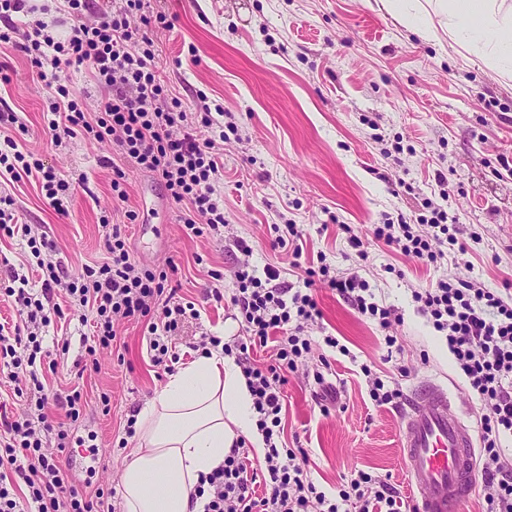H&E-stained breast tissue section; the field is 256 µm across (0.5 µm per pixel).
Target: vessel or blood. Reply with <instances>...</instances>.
<instances>
[{"mask_svg": "<svg viewBox=\"0 0 512 512\" xmlns=\"http://www.w3.org/2000/svg\"><path fill=\"white\" fill-rule=\"evenodd\" d=\"M400 434L418 512H459L474 485L475 444L447 390L432 385L411 395Z\"/></svg>", "mask_w": 512, "mask_h": 512, "instance_id": "obj_1", "label": "vessel or blood"}]
</instances>
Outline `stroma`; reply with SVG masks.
I'll return each mask as SVG.
<instances>
[{"mask_svg": "<svg viewBox=\"0 0 512 512\" xmlns=\"http://www.w3.org/2000/svg\"><path fill=\"white\" fill-rule=\"evenodd\" d=\"M171 30L155 32L162 80L183 102L205 93L237 131L224 144L227 235L252 247L244 256L179 223L162 181L125 162L110 142L75 138L55 146L46 129L49 90L17 48L0 46V138L39 153L45 166L75 183L67 214H58L35 181L0 179L22 220L46 229L56 258L68 271L104 261L109 224H127L136 261L148 266L174 259L179 295L201 311L199 324L176 339L179 353L209 333L245 338L232 306L234 271L247 261L256 271L272 265L281 284L299 285L291 273V248L272 249L274 225L298 224L308 261L325 257L340 273L363 270L380 304L401 321L390 331L359 314L335 291L319 287L320 319L305 333L316 346L288 376L282 414L289 447L308 453L306 470L317 487L334 494L356 470L387 479L410 504L419 495L402 455L399 415L369 396V375L396 380L403 394L422 382L448 389L479 432L483 414L455 365L444 336L419 311L412 292L438 280L477 281L494 292L512 287V79L448 36L434 39L401 26L376 0H151ZM125 172L127 200L112 203V167ZM446 191L443 206L455 214L457 249L429 265L377 243L374 225L385 218L416 216L424 201ZM139 215L128 223L126 211ZM355 233L362 250L347 242ZM224 275L211 278V271ZM223 300H215L213 289ZM58 334L43 345L55 369H43L48 385L77 389L86 402L80 436L95 435L94 449H66L63 467L78 484L119 488V469L135 439L124 427L164 384L147 353L145 326L122 322L119 345L105 355L100 372L75 379L72 368L85 353L91 308L62 302ZM397 336L388 352L385 334ZM337 337L346 352L324 346ZM407 375H400V368ZM323 383H316L314 370ZM109 394L103 413L99 398ZM332 401L323 412L321 400Z\"/></svg>", "mask_w": 512, "mask_h": 512, "instance_id": "35a3bbf8", "label": "stroma"}]
</instances>
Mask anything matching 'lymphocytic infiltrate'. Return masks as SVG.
<instances>
[{"label":"lymphocytic infiltrate","mask_w":512,"mask_h":512,"mask_svg":"<svg viewBox=\"0 0 512 512\" xmlns=\"http://www.w3.org/2000/svg\"><path fill=\"white\" fill-rule=\"evenodd\" d=\"M67 3L77 23L61 41L47 33L41 20L22 25L14 21V14L25 11L26 0H0V13L8 16L0 44L19 43L40 78L54 87L47 119L53 143L80 136L117 144L130 161L159 175L188 230L225 239L224 201L216 189L224 171V123L206 102L183 107L162 83L151 33L169 28L165 14L145 13L144 0H124L102 12L96 24L87 25L80 16L90 0ZM81 67L90 68L110 91L92 118L71 98L61 78L63 70ZM200 131L205 134L201 140L196 137ZM0 177L40 180L45 199L58 212L66 211L75 193L72 183L46 170L35 155L23 154L8 137L0 141ZM450 219L447 210L434 206L425 220L428 234H414L403 220L375 225L373 234L402 254L435 264L445 256L444 245L455 241ZM2 237L26 244L42 284L40 292H33L29 277L13 269L0 289L14 299L19 315L12 326L0 324V361L24 406L23 413L0 417V512H102L103 488L76 484L58 457L74 440L73 427L85 409L82 395L77 390L67 395L46 391L38 376V359L49 356L42 347L43 335L62 314L54 296L60 293L73 304L91 307L94 318L86 354L95 371L101 368V355L112 351L117 341L116 324L141 320L153 367L172 372L180 360L173 338L200 313L193 303L178 300L166 269L133 259L125 224L113 225L108 234L105 262L73 274L55 260L46 236H35L31 225L21 221L8 195L0 197ZM436 242L441 250H433ZM279 277V269L271 265L259 277L247 261L239 264L231 302L242 316L247 342L230 343L205 334L190 345L194 351L218 348L234 356L253 396L255 424L265 445L260 465L235 448L223 466L202 477L197 492L208 497L204 512H343L351 501L358 503V512H417L398 488L362 470L343 478L336 496L327 497L302 466L306 450L282 442L284 387L289 372L312 350V339L302 334L304 324L321 315L315 284L326 285L358 313L376 320L390 348L397 344L389 330L399 315L379 305L368 281L356 272L344 276L331 273L326 265L305 268L302 289L291 294L279 288ZM413 298L434 329L444 334L457 368L485 409L480 420L485 512H512V461L499 450L502 438L512 437V294L441 280L415 291ZM253 348L269 349L268 361L251 358ZM59 404L66 407L61 421L49 413L50 406ZM46 433L54 435L55 448H46ZM19 481L27 489L21 499L15 493Z\"/></svg>","instance_id":"lymphocytic-infiltrate-1"}]
</instances>
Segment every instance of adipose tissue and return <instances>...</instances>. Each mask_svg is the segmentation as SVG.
Here are the masks:
<instances>
[{"label":"adipose tissue","instance_id":"ef3b65f1","mask_svg":"<svg viewBox=\"0 0 512 512\" xmlns=\"http://www.w3.org/2000/svg\"><path fill=\"white\" fill-rule=\"evenodd\" d=\"M406 28L444 30L462 47L484 51L512 77V6L507 0H381ZM253 398L234 358L215 350L169 374L139 411L118 477L123 512H203L193 492L223 465L240 439H256Z\"/></svg>","mask_w":512,"mask_h":512}]
</instances>
